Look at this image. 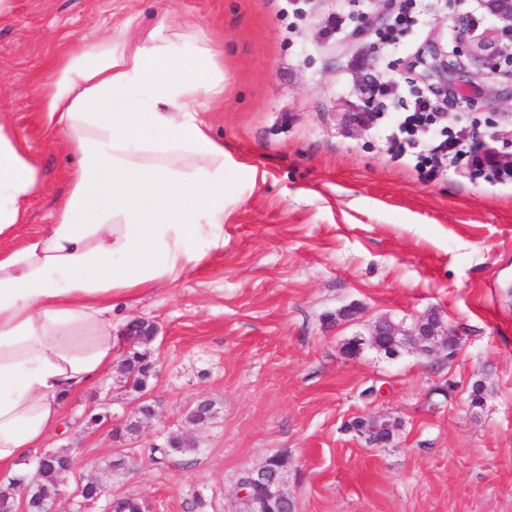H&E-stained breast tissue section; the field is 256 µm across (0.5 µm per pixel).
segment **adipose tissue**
Here are the masks:
<instances>
[{"label": "adipose tissue", "instance_id": "adipose-tissue-1", "mask_svg": "<svg viewBox=\"0 0 512 512\" xmlns=\"http://www.w3.org/2000/svg\"><path fill=\"white\" fill-rule=\"evenodd\" d=\"M223 94L214 44L192 26L78 44L42 85L50 134L77 158L68 195L54 222L18 245L45 173L0 123V471L15 496L34 481L27 462L70 397L116 362L114 300L223 249L226 152L200 118Z\"/></svg>", "mask_w": 512, "mask_h": 512}]
</instances>
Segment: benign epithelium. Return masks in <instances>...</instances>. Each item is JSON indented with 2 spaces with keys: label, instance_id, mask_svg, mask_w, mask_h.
Listing matches in <instances>:
<instances>
[{
  "label": "benign epithelium",
  "instance_id": "7a95c632",
  "mask_svg": "<svg viewBox=\"0 0 512 512\" xmlns=\"http://www.w3.org/2000/svg\"><path fill=\"white\" fill-rule=\"evenodd\" d=\"M485 9L497 22L496 30L481 38L470 36L467 23L459 24L460 37L467 56L478 61L480 68L451 61L448 54L436 45L419 49L408 61L407 71L417 74L428 89L453 111L464 105L479 104L486 111L494 112L501 106L512 104V85H500L493 75L502 63L512 61V0H483ZM358 347L373 349L387 357H396L408 347H415L421 355H442L448 347L457 344L458 336L442 321L422 319L412 328L390 319H380L370 327L368 336H356ZM359 435L371 446L383 444L386 428L376 424L361 423L356 426ZM38 466L56 475L53 485L32 493L22 500L23 512L35 507L37 512H53V504L60 494L62 476L72 469L66 454L47 452L38 458ZM286 462L272 456L248 474L245 488L239 494L250 506V512H284L291 501L284 489Z\"/></svg>",
  "mask_w": 512,
  "mask_h": 512
}]
</instances>
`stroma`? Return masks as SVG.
<instances>
[{"label": "stroma", "instance_id": "obj_1", "mask_svg": "<svg viewBox=\"0 0 512 512\" xmlns=\"http://www.w3.org/2000/svg\"><path fill=\"white\" fill-rule=\"evenodd\" d=\"M384 7L305 0L296 17L286 0H11L0 15V119L46 176L20 240L52 223L75 163L41 112L53 59L123 22L139 36L169 13L207 33L224 66V99L202 115L230 155L224 248L114 308L116 329L154 325L156 374L138 391L116 368L68 401L69 431L43 442L80 450L57 512H76L72 494L89 479L142 512H244L241 478L273 455L288 462L293 512H512V172L461 162L419 174L409 158L423 142L401 159L387 150L395 105L378 127L364 121L375 83L418 89L406 63L420 47L461 55L457 17L479 34L496 21L480 0H419L421 23L395 49L327 29L336 13ZM444 121L481 155L512 152L510 106ZM347 306L357 318L340 317ZM428 311L460 336L453 360L346 355L379 318L409 328ZM478 380L485 402L474 409ZM203 399L212 418L190 423ZM105 401L111 420L91 423ZM146 403L154 418L140 417ZM358 417L386 424L391 442L366 445L350 428ZM173 437L191 449L152 461Z\"/></svg>", "mask_w": 512, "mask_h": 512}]
</instances>
